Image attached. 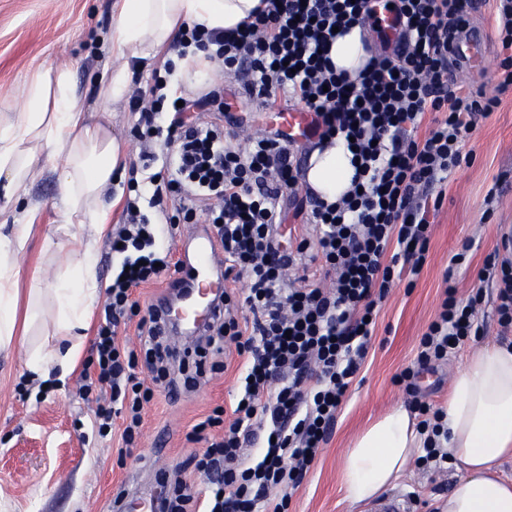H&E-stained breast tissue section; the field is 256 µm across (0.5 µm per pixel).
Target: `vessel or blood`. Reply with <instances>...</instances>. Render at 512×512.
Here are the masks:
<instances>
[{
    "label": "vessel or blood",
    "mask_w": 512,
    "mask_h": 512,
    "mask_svg": "<svg viewBox=\"0 0 512 512\" xmlns=\"http://www.w3.org/2000/svg\"><path fill=\"white\" fill-rule=\"evenodd\" d=\"M489 55L484 31L469 29L455 44V57L467 70H482ZM276 123L284 135L294 139L308 137L311 117L307 111L288 108L277 112ZM214 237L208 233L187 236L180 249L178 264L182 272L181 288L175 297H160L170 305L176 325L189 334L202 333L218 316L217 294L223 291L224 267L217 258ZM113 512H162L161 497L156 492L114 499Z\"/></svg>",
    "instance_id": "vessel-or-blood-1"
}]
</instances>
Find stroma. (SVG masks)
I'll return each instance as SVG.
<instances>
[{
  "label": "stroma",
  "instance_id": "obj_1",
  "mask_svg": "<svg viewBox=\"0 0 512 512\" xmlns=\"http://www.w3.org/2000/svg\"><path fill=\"white\" fill-rule=\"evenodd\" d=\"M112 23L111 0H0V92H9L10 109L24 105L25 83L35 70L66 67L72 72L88 111L100 106L98 88L113 69L129 66L131 88H146L152 69L161 59L125 60L102 48ZM237 78L217 72L208 90L217 91L212 112L243 117L252 129L275 130L272 112L247 103ZM500 107L480 119L465 147L474 153L471 164L456 168L448 178L445 199L431 226L429 257L414 288L394 286L382 306L366 361L349 390L336 425L317 462L294 492L288 512H367L351 508L340 483L341 459L353 437L389 408L410 405L411 398L393 382L413 365L421 334L434 318L444 289L443 273L463 240L474 246L456 271L459 297L482 288L479 314L490 338H512L498 323L496 289L478 282L477 271L500 243L501 226L512 225V95L501 96ZM112 130L127 144V164L141 165L146 151L161 152L162 143H142L134 134L139 115L129 99L111 106ZM41 211L25 251L19 256L21 283L32 268H40L41 285L49 287L72 247L80 225L57 231L62 208L56 175L46 176L27 189ZM478 344L465 342L436 373L425 375L421 391L440 406L448 397V376L463 364ZM24 351L0 352V512H112V499L127 489L135 473L174 470L206 448L205 440L191 439L194 426L215 407H231L237 394L236 366L208 373L197 388L178 394L155 390L145 407L144 424L131 457L121 459V422L110 436L93 426L97 404L79 393V377L50 390L40 400L20 396ZM461 470L449 463L437 473L412 462L396 488L416 495L418 512H435Z\"/></svg>",
  "mask_w": 512,
  "mask_h": 512
}]
</instances>
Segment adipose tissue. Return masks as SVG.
I'll list each match as a JSON object with an SVG mask.
<instances>
[{
	"label": "adipose tissue",
	"mask_w": 512,
	"mask_h": 512,
	"mask_svg": "<svg viewBox=\"0 0 512 512\" xmlns=\"http://www.w3.org/2000/svg\"><path fill=\"white\" fill-rule=\"evenodd\" d=\"M260 0H114L112 29L105 49L117 58L154 57L187 26L225 31L246 20ZM329 56L337 70L357 77L370 55L362 26L337 36ZM126 149L112 133L110 112H87L71 72L41 68L27 83L21 111L0 121V201L18 209V224L0 233V348H9L17 331H38L41 341L25 347L30 380L65 384L88 339L92 308L101 288L96 277L98 244L110 231L112 207L102 194L124 174ZM56 173L64 225L86 228L77 250L63 261L44 309L45 291L33 287L19 307L16 258L23 252L39 214L26 196L29 185ZM355 168L342 139L314 150L305 180L328 203L350 188ZM449 455L461 465L439 512H512V484L497 469L512 457V343L490 341L473 350L448 385L443 407ZM423 442L414 416L399 405L367 426L348 448L342 482L351 505L380 496L403 475Z\"/></svg>",
	"instance_id": "adipose-tissue-1"
}]
</instances>
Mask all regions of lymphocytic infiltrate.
I'll return each mask as SVG.
<instances>
[{"instance_id":"lymphocytic-infiltrate-1","label":"lymphocytic infiltrate","mask_w":512,"mask_h":512,"mask_svg":"<svg viewBox=\"0 0 512 512\" xmlns=\"http://www.w3.org/2000/svg\"><path fill=\"white\" fill-rule=\"evenodd\" d=\"M369 2L263 0L241 27L221 33L196 24L171 46L180 57L191 47L206 51L229 74L247 71L246 99L264 109L299 100L313 114L319 141L353 140L351 189L331 204L294 200L299 223L290 245L280 239V201L297 185L300 163L279 133L249 134L245 147L233 146L221 118L196 115L215 92L181 102L169 95L170 61L153 70L147 90L131 97L141 114L138 137L162 138L164 149L146 156L147 163L161 165L147 187L129 179L123 221L112 229L122 261L112 271L93 358L80 377L84 394L101 397L94 426L105 435L113 418H121L118 455L126 457L154 389L199 384L209 352L231 348L239 359L238 402L214 409L195 427L199 434L224 429L189 461L204 482L176 481L166 512H288L293 490L327 443L366 358L379 310L394 285L415 284L427 263L442 187L455 168L473 159L464 149L466 138L512 90V0H494L499 82L491 97L452 78L453 40L469 26L474 0H389L398 30L383 36L356 79L338 72L327 54L333 29L371 18ZM152 209L166 213L165 224L151 221ZM201 212L215 227L224 277L232 285L197 360L188 363L164 344L166 330L153 308L138 323L137 343L119 341V329L138 308L134 290L171 265L163 237ZM311 250L324 262L323 280L289 287V272ZM491 275L497 278L499 322L511 326L512 231L503 232L501 252L477 277ZM242 279L246 288L236 289ZM483 301L481 289L462 299L455 285H446L419 339L416 368L394 378L413 396L421 417L420 461L441 472L448 468L441 444L448 434L445 412L419 399L417 378L435 371L470 337L483 335ZM253 445L257 454L247 456Z\"/></svg>"}]
</instances>
